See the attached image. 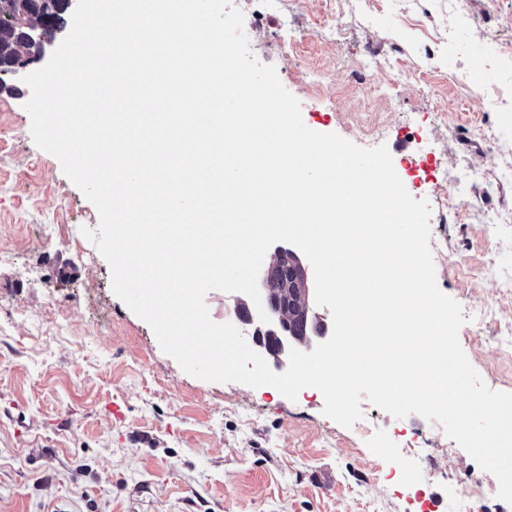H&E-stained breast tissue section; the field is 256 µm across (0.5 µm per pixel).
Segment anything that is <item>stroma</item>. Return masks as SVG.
Wrapping results in <instances>:
<instances>
[{"instance_id": "obj_1", "label": "stroma", "mask_w": 512, "mask_h": 512, "mask_svg": "<svg viewBox=\"0 0 512 512\" xmlns=\"http://www.w3.org/2000/svg\"><path fill=\"white\" fill-rule=\"evenodd\" d=\"M255 57L274 65L311 130L386 145L432 209L440 290L459 343L493 390L512 393V0H233ZM377 51L367 63V46ZM473 82L450 79L460 58ZM0 89V512H512L493 476L420 415L362 401L345 428L316 388L186 374L113 292L82 228L91 202L31 136L21 73ZM470 200L467 210L452 206ZM58 233L41 237L43 225ZM415 441L420 454L403 453Z\"/></svg>"}]
</instances>
